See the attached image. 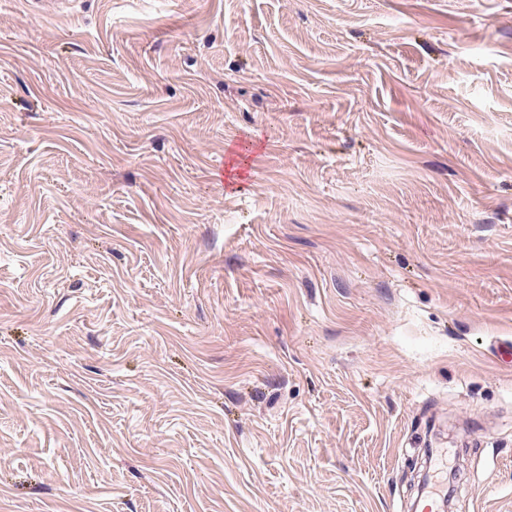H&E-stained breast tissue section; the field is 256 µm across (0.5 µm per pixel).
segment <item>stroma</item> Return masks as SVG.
<instances>
[{
	"mask_svg": "<svg viewBox=\"0 0 512 512\" xmlns=\"http://www.w3.org/2000/svg\"><path fill=\"white\" fill-rule=\"evenodd\" d=\"M510 343L512 0H0V512H512Z\"/></svg>",
	"mask_w": 512,
	"mask_h": 512,
	"instance_id": "1",
	"label": "stroma"
}]
</instances>
